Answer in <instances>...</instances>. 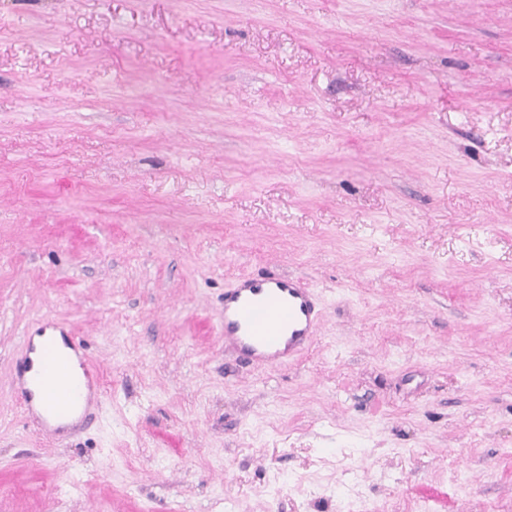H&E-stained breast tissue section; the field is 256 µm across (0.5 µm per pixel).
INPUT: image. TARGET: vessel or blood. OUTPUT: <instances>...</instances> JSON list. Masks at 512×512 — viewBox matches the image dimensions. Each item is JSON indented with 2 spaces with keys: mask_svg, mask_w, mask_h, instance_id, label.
Returning a JSON list of instances; mask_svg holds the SVG:
<instances>
[{
  "mask_svg": "<svg viewBox=\"0 0 512 512\" xmlns=\"http://www.w3.org/2000/svg\"><path fill=\"white\" fill-rule=\"evenodd\" d=\"M319 309L310 288L300 279L275 272L239 278L224 292V345L258 367H279L313 343ZM81 376H73L53 340H45L36 362L26 365L31 384L40 392L43 432L57 421L99 398L101 373L81 360Z\"/></svg>",
  "mask_w": 512,
  "mask_h": 512,
  "instance_id": "obj_1",
  "label": "vessel or blood"
}]
</instances>
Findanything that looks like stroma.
Masks as SVG:
<instances>
[{
  "label": "stroma",
  "mask_w": 512,
  "mask_h": 512,
  "mask_svg": "<svg viewBox=\"0 0 512 512\" xmlns=\"http://www.w3.org/2000/svg\"><path fill=\"white\" fill-rule=\"evenodd\" d=\"M268 271L322 312L259 368ZM0 512H512V0H0ZM315 295L298 278L267 272L224 290V348L256 367L288 364L314 342ZM57 331L56 326H48L41 330V336L35 337L39 345L47 337V329ZM29 353L25 371L18 379L19 387H24V373H30V383L42 395L45 417H41V430L44 433L54 431L55 422L66 419L73 412L85 406L84 413L95 403H98L101 381L100 370L91 364L86 356L81 358L82 375L74 377L66 359L57 354L52 339L45 340L38 352L36 365L30 354L36 352L31 338L26 339Z\"/></svg>",
  "instance_id": "35a3bbf8"
}]
</instances>
